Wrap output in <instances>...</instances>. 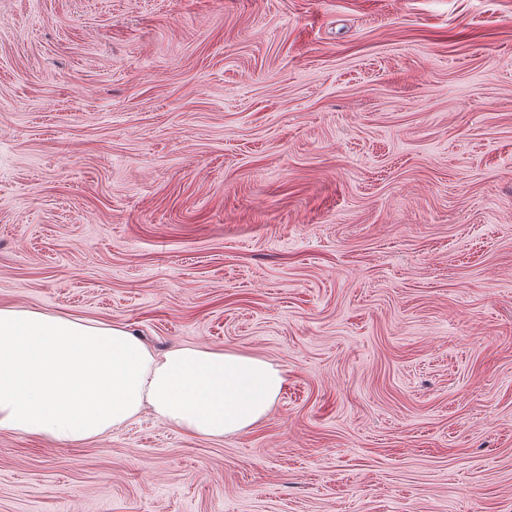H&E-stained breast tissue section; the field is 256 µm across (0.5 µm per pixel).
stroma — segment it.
<instances>
[{
  "mask_svg": "<svg viewBox=\"0 0 512 512\" xmlns=\"http://www.w3.org/2000/svg\"><path fill=\"white\" fill-rule=\"evenodd\" d=\"M0 306L286 377L0 512H512V0H0Z\"/></svg>",
  "mask_w": 512,
  "mask_h": 512,
  "instance_id": "35a3bbf8",
  "label": "stroma"
}]
</instances>
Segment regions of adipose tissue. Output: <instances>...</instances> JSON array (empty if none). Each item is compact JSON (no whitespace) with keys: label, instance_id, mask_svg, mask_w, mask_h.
Instances as JSON below:
<instances>
[{"label":"adipose tissue","instance_id":"1","mask_svg":"<svg viewBox=\"0 0 512 512\" xmlns=\"http://www.w3.org/2000/svg\"><path fill=\"white\" fill-rule=\"evenodd\" d=\"M284 381L261 358L198 347L158 355L121 326L0 307V430L82 443L148 408L220 439L264 418Z\"/></svg>","mask_w":512,"mask_h":512}]
</instances>
